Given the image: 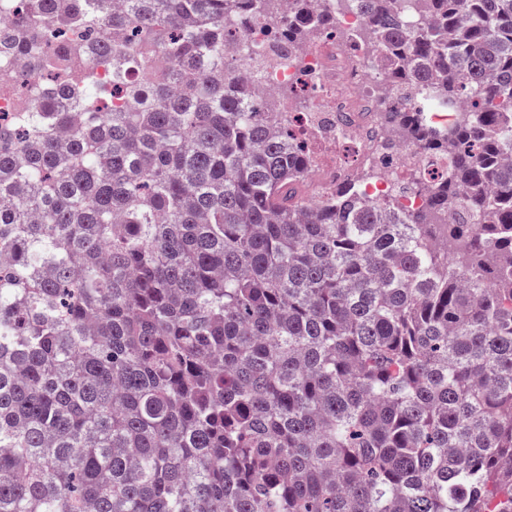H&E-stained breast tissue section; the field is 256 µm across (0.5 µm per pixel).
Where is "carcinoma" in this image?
<instances>
[{
	"label": "carcinoma",
	"mask_w": 512,
	"mask_h": 512,
	"mask_svg": "<svg viewBox=\"0 0 512 512\" xmlns=\"http://www.w3.org/2000/svg\"><path fill=\"white\" fill-rule=\"evenodd\" d=\"M333 0H28L0 24V512H512V0H343L406 213L308 207L237 36ZM452 114L425 120L415 98Z\"/></svg>",
	"instance_id": "cac0c4a2"
}]
</instances>
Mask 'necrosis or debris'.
<instances>
[{
  "label": "necrosis or debris",
  "instance_id": "obj_1",
  "mask_svg": "<svg viewBox=\"0 0 512 512\" xmlns=\"http://www.w3.org/2000/svg\"><path fill=\"white\" fill-rule=\"evenodd\" d=\"M365 24L359 9L337 10L335 28L298 51L301 75L271 70L262 73L258 83L277 90L298 79L308 90L309 106L297 118L305 134L327 145L315 160L317 187L309 196L310 203L322 201L327 188L352 182L359 194L378 202L396 197L405 211L412 212L423 205L425 195L418 188L396 194L404 174L401 157L385 158L376 181L358 177L359 168L385 139L379 116L386 107L378 88L389 69L387 57L375 45L351 40V33Z\"/></svg>",
  "mask_w": 512,
  "mask_h": 512
}]
</instances>
